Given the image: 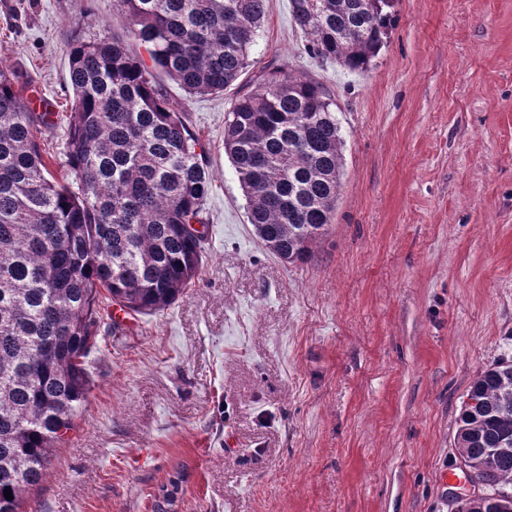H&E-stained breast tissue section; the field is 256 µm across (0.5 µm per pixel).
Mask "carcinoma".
<instances>
[{"label": "carcinoma", "instance_id": "obj_1", "mask_svg": "<svg viewBox=\"0 0 512 512\" xmlns=\"http://www.w3.org/2000/svg\"><path fill=\"white\" fill-rule=\"evenodd\" d=\"M312 60L365 71L395 22V0H290ZM122 35L69 45L66 163L53 179L37 133L50 126L0 65V512H20L48 476L54 448L87 400V358L106 291L124 311L152 314L198 275L193 225L209 192L199 141L170 107L155 70L191 95L235 83L266 15V0H113ZM144 48L148 57L135 48ZM336 103L324 85L265 67L238 94L224 151L264 246L295 263L332 224L342 167ZM454 444L493 492L512 500V360L479 372L466 390ZM10 490L13 499L4 496Z\"/></svg>", "mask_w": 512, "mask_h": 512}]
</instances>
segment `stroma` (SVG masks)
<instances>
[{"label": "stroma", "mask_w": 512, "mask_h": 512, "mask_svg": "<svg viewBox=\"0 0 512 512\" xmlns=\"http://www.w3.org/2000/svg\"><path fill=\"white\" fill-rule=\"evenodd\" d=\"M387 44L351 74L303 51L289 0L237 86L159 82L205 149L198 278L167 310L99 307L92 389L22 512H448L454 434L478 372L512 357V0H397ZM112 0H0V64L32 108L56 181L71 120L68 46ZM336 102V214L306 261L268 251L224 152L238 86L263 66Z\"/></svg>", "instance_id": "stroma-1"}]
</instances>
